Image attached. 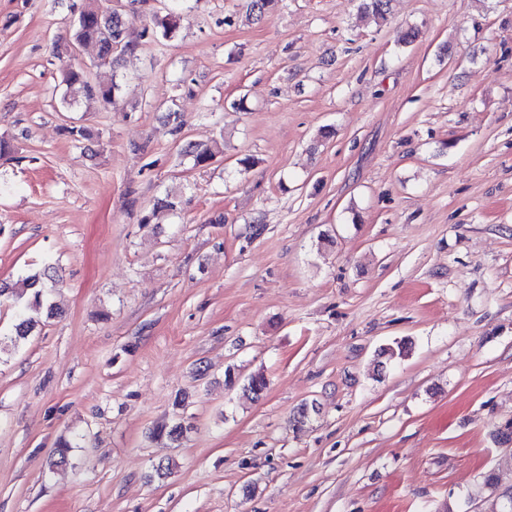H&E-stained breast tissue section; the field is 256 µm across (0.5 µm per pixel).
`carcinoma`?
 I'll list each match as a JSON object with an SVG mask.
<instances>
[{
    "instance_id": "carcinoma-1",
    "label": "carcinoma",
    "mask_w": 512,
    "mask_h": 512,
    "mask_svg": "<svg viewBox=\"0 0 512 512\" xmlns=\"http://www.w3.org/2000/svg\"><path fill=\"white\" fill-rule=\"evenodd\" d=\"M391 0H362L361 9L383 18L389 12ZM274 6V0H247L248 18L253 22L267 19ZM178 30L175 7L165 8L164 13L154 17L152 27L144 29L142 36L170 40ZM71 44L78 46L92 43L98 48L97 62L101 66L117 68L119 58L114 51L120 47L125 52L136 50L138 43L128 35L126 23L117 14L99 6L97 0L88 2L79 10V14L69 21ZM62 83L66 86L63 102L67 105L81 101L112 106L117 103L119 84L92 81L82 68L67 67L62 71ZM218 152L217 145H209L189 140L180 148V155L189 158L195 167L208 165ZM47 272L28 273L21 277L19 287L7 288L0 285V297L9 294L18 305V312L7 329L0 328V345L4 340L17 344L26 339L39 325L42 318L57 315L54 306L44 300L43 278Z\"/></svg>"
}]
</instances>
